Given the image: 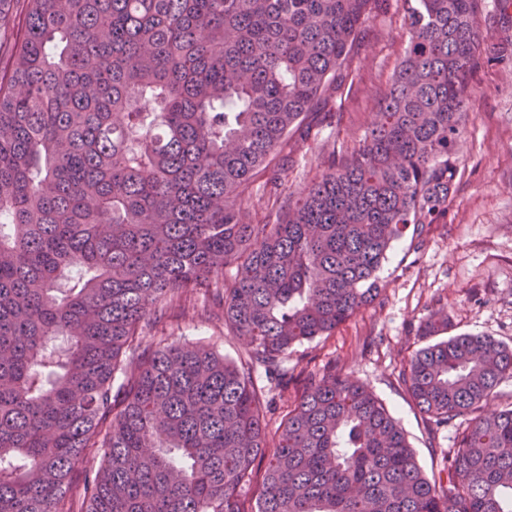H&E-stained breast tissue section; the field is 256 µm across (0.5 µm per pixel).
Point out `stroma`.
Listing matches in <instances>:
<instances>
[{"instance_id": "35a3bbf8", "label": "stroma", "mask_w": 512, "mask_h": 512, "mask_svg": "<svg viewBox=\"0 0 512 512\" xmlns=\"http://www.w3.org/2000/svg\"><path fill=\"white\" fill-rule=\"evenodd\" d=\"M408 33L400 0L366 22L354 61L355 77L336 111L340 128L327 127L296 155L287 186L298 191L319 177L331 151L352 149L374 122L378 101L405 55ZM459 174L441 223L423 241L403 239L384 265L385 288L374 303L330 336L294 349L290 373L335 365L341 374L367 385L399 421L425 472L438 471L451 448L453 428L430 433L397 382L404 357L423 346V321L445 308L449 335L478 334L512 347V61L483 66L473 81L457 155ZM191 343L213 341L230 357L244 355L243 340L228 335L223 321L188 295L185 314L144 331Z\"/></svg>"}]
</instances>
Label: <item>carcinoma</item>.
I'll list each match as a JSON object with an SVG mask.
<instances>
[{"label": "carcinoma", "instance_id": "cac0c4a2", "mask_svg": "<svg viewBox=\"0 0 512 512\" xmlns=\"http://www.w3.org/2000/svg\"><path fill=\"white\" fill-rule=\"evenodd\" d=\"M381 6L27 0L0 76V512L76 497L81 512H512V406L484 412L512 347L489 336L428 344L399 371L430 430L456 427L438 476L334 366L303 376L264 457L265 391L448 211L473 74L512 59L506 31L481 53L484 0H401L409 44L375 122L280 200ZM265 205L273 221H245ZM197 290L246 355L141 345ZM446 330L441 308L421 336Z\"/></svg>", "mask_w": 512, "mask_h": 512}]
</instances>
